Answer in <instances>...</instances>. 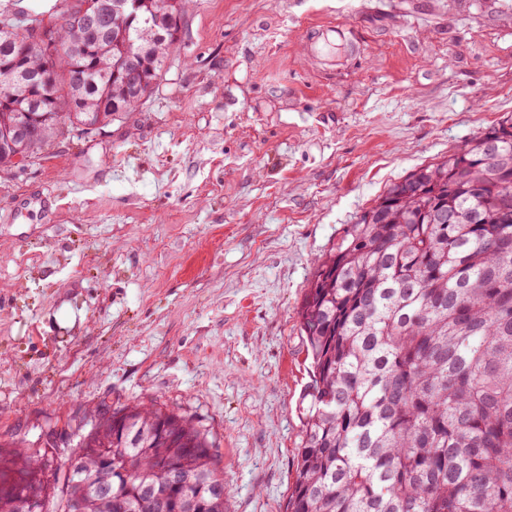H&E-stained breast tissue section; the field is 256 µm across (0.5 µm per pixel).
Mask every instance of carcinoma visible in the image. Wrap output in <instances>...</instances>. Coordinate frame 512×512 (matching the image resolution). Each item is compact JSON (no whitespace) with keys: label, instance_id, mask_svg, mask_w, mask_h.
<instances>
[{"label":"carcinoma","instance_id":"obj_1","mask_svg":"<svg viewBox=\"0 0 512 512\" xmlns=\"http://www.w3.org/2000/svg\"><path fill=\"white\" fill-rule=\"evenodd\" d=\"M188 0H62L53 64L0 30V167L134 110ZM135 68L116 72L123 55ZM512 119L392 184L317 269L300 310L311 403L286 512H512ZM72 466L47 444L0 454V512H231L209 432L143 404L95 415Z\"/></svg>","mask_w":512,"mask_h":512}]
</instances>
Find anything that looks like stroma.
Instances as JSON below:
<instances>
[{"label": "stroma", "instance_id": "35a3bbf8", "mask_svg": "<svg viewBox=\"0 0 512 512\" xmlns=\"http://www.w3.org/2000/svg\"><path fill=\"white\" fill-rule=\"evenodd\" d=\"M510 117L512 0H194L142 105L0 170V445L154 404L210 433L234 512H285L318 266Z\"/></svg>", "mask_w": 512, "mask_h": 512}]
</instances>
